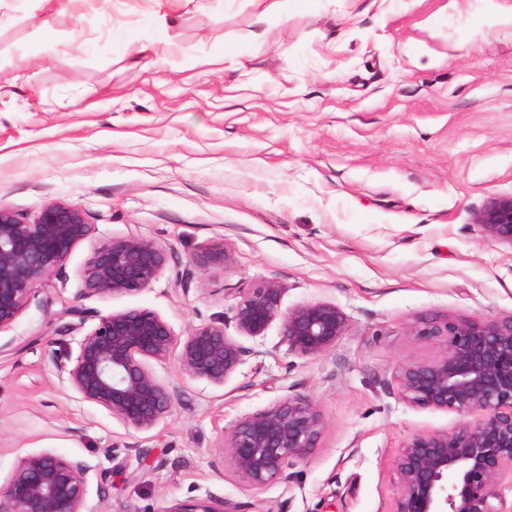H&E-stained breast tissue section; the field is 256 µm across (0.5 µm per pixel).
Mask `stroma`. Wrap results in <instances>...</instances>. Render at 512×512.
Returning <instances> with one entry per match:
<instances>
[{
	"label": "stroma",
	"mask_w": 512,
	"mask_h": 512,
	"mask_svg": "<svg viewBox=\"0 0 512 512\" xmlns=\"http://www.w3.org/2000/svg\"><path fill=\"white\" fill-rule=\"evenodd\" d=\"M207 4L168 0L177 50L159 62L133 55L153 0H0V206L31 221L65 201L92 226L0 332V482L51 451L92 465L94 512L210 497L247 512H391L403 441L459 421L399 399L400 367L443 351L409 326L512 316V247L475 222L512 194V25L486 23L512 0H313L260 38V0ZM131 232L167 250L159 278L78 300L95 250ZM221 247L230 263L211 259ZM266 282L285 309L336 303L347 334L300 358L271 325L244 339L220 387L152 363L177 397L148 431L77 401L56 375L63 304L148 308L180 336L218 322L233 336L236 304ZM296 395L321 409L322 437L293 480L254 491L222 437Z\"/></svg>",
	"instance_id": "stroma-1"
}]
</instances>
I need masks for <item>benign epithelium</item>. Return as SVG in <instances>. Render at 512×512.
<instances>
[{
	"label": "benign epithelium",
	"mask_w": 512,
	"mask_h": 512,
	"mask_svg": "<svg viewBox=\"0 0 512 512\" xmlns=\"http://www.w3.org/2000/svg\"><path fill=\"white\" fill-rule=\"evenodd\" d=\"M484 238L512 247V194L490 198L476 212ZM92 231L85 213L64 201L47 203L36 220L0 207V330L9 328L35 299L36 284L62 270L72 250ZM166 250L131 232L99 248L83 272L82 299L137 294L159 277ZM281 288L267 282L248 288L234 308L243 337L264 336L279 322L288 351L314 358L346 334L345 313L318 301L281 309ZM78 322L64 333L86 329L75 348L55 359L58 377L75 398L104 409L127 428L148 431L170 412L175 390L149 362L175 358L183 376L222 386L248 353L224 327L202 324L177 335L158 313L125 309L94 316L64 307ZM415 336L445 337L444 351L426 362L401 366L399 398L415 407L459 416L450 431L406 438L395 459L392 512H512L502 481L512 478V316L498 319L420 318ZM317 405L290 396L239 419L223 436L222 454L254 490L288 481V469L316 447L324 430ZM94 466L49 451L20 458L0 484V512H93L89 475ZM165 512H244L243 506L210 498L177 502Z\"/></svg>",
	"instance_id": "obj_1"
}]
</instances>
